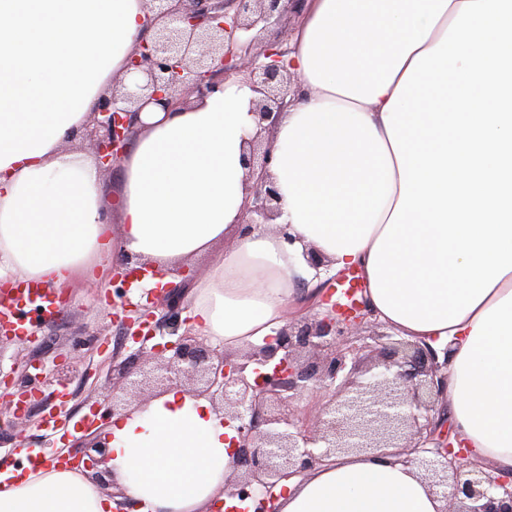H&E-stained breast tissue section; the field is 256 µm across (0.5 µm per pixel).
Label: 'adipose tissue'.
<instances>
[{
  "mask_svg": "<svg viewBox=\"0 0 512 512\" xmlns=\"http://www.w3.org/2000/svg\"><path fill=\"white\" fill-rule=\"evenodd\" d=\"M148 0H0V279L62 288L125 257L167 270L209 255L189 294L198 336L261 343L308 307L302 252L362 271L375 317L449 350L448 417L470 458L512 473V0H306L300 87L265 146L278 230L242 222L256 94L240 78L141 113L121 160L120 237L96 157L66 151L98 98L132 83ZM234 244L219 250L228 234ZM125 496L209 512L233 427L170 388L104 432ZM417 471L338 458L290 482L281 512H441ZM85 473L0 485V512H112Z\"/></svg>",
  "mask_w": 512,
  "mask_h": 512,
  "instance_id": "1",
  "label": "adipose tissue"
}]
</instances>
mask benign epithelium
I'll use <instances>...</instances> for the list:
<instances>
[{"label": "benign epithelium", "instance_id": "benign-epithelium-1", "mask_svg": "<svg viewBox=\"0 0 512 512\" xmlns=\"http://www.w3.org/2000/svg\"><path fill=\"white\" fill-rule=\"evenodd\" d=\"M161 26L147 30L127 60L128 73L143 77L130 89L100 96L90 121L76 135L81 148L109 171L129 150L142 109H166L189 96H204L226 79L243 76L259 97L254 102L259 131L245 158L254 180L246 208L251 224H271L279 196L268 175L271 155L258 151L262 134L276 128L288 107L286 15L299 14L305 0H149ZM276 40L261 44V34ZM137 270L116 274L113 309L131 305L129 288ZM156 292L161 318L151 312L122 322L133 346L112 359V414H125L179 386L207 399L224 421L237 423L234 468L224 478V494L248 501L253 512H279V494L291 479L331 458L365 451L416 468L444 503L442 512H512V475L467 461L447 438L448 415L439 406L448 360L426 343L385 331L371 318L365 301L351 300V312L291 320L277 333L234 359L207 345L186 328L183 297L193 274L175 272ZM160 337L151 347L146 342ZM74 365H55L48 400H60ZM307 391L319 393L315 412L293 405ZM91 479L102 489L115 486L107 446L84 447Z\"/></svg>", "mask_w": 512, "mask_h": 512}]
</instances>
